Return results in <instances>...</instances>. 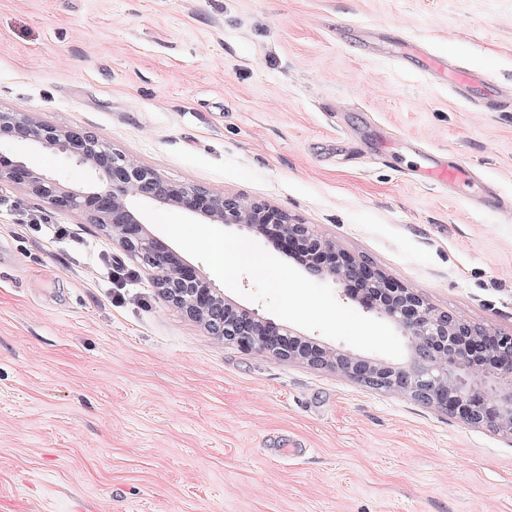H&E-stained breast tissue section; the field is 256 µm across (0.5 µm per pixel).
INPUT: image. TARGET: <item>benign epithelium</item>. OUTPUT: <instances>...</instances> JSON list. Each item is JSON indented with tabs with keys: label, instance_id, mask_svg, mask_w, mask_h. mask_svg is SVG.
I'll list each match as a JSON object with an SVG mask.
<instances>
[{
	"label": "benign epithelium",
	"instance_id": "1",
	"mask_svg": "<svg viewBox=\"0 0 512 512\" xmlns=\"http://www.w3.org/2000/svg\"><path fill=\"white\" fill-rule=\"evenodd\" d=\"M52 149L91 177L80 184L38 172L21 158L19 147ZM28 188L59 210H80L109 233L149 273L167 300L212 335L239 348L300 358L315 367H336L358 382L408 394L474 425L512 433V336L475 330L424 304L419 295L366 262L338 251L307 224L291 222L265 203L216 196L167 182L154 171L104 145L82 127L57 128L24 112H0V184ZM174 206L217 224H235L265 236L274 233L281 250L322 278L332 277L362 308L393 323L410 341L401 365L336 352L291 327L248 310L237 311L224 292L145 228L135 203ZM288 231H281L282 225Z\"/></svg>",
	"mask_w": 512,
	"mask_h": 512
}]
</instances>
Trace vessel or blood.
<instances>
[{
  "mask_svg": "<svg viewBox=\"0 0 512 512\" xmlns=\"http://www.w3.org/2000/svg\"><path fill=\"white\" fill-rule=\"evenodd\" d=\"M393 47L401 61L419 59L425 75L448 85L454 94L474 102L480 110L512 112V88L496 84L486 73L453 64L403 37L396 38ZM411 177L461 193L477 209L512 214V201L504 200L489 184L478 181L474 172L460 160L429 155L427 164L413 170Z\"/></svg>",
  "mask_w": 512,
  "mask_h": 512,
  "instance_id": "1",
  "label": "vessel or blood"
}]
</instances>
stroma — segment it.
<instances>
[{"mask_svg": "<svg viewBox=\"0 0 512 512\" xmlns=\"http://www.w3.org/2000/svg\"><path fill=\"white\" fill-rule=\"evenodd\" d=\"M362 24L512 84V0H0V111L279 208L510 336L512 220L406 170L441 153L512 197V112L361 53ZM0 512H512V434L240 350L86 213L2 184Z\"/></svg>", "mask_w": 512, "mask_h": 512, "instance_id": "35a3bbf8", "label": "stroma"}]
</instances>
